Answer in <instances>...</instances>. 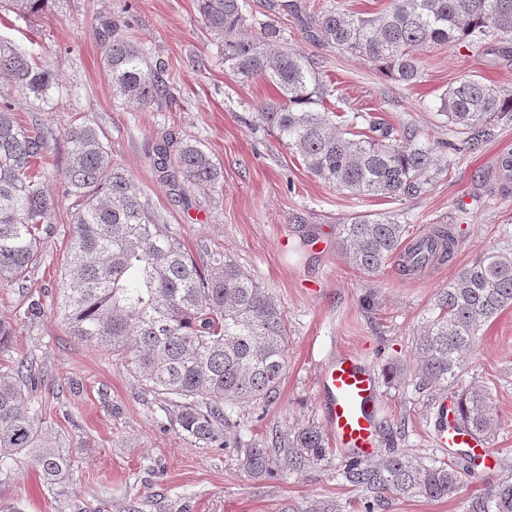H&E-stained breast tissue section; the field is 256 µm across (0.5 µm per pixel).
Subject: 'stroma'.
Returning <instances> with one entry per match:
<instances>
[{
  "label": "stroma",
  "mask_w": 512,
  "mask_h": 512,
  "mask_svg": "<svg viewBox=\"0 0 512 512\" xmlns=\"http://www.w3.org/2000/svg\"><path fill=\"white\" fill-rule=\"evenodd\" d=\"M264 2L250 0L258 22L276 24L289 46L323 60L341 94L340 111L438 131L450 174L420 196L396 199L357 196L308 174L276 134L251 129V104L277 92L263 78L246 80L225 69L202 27L198 0H49L26 21L1 10L0 36L49 64L60 81L41 114L52 133L41 181L55 204L52 228L42 240L43 261L23 288H0V321L12 328L0 370L35 361L42 381L30 396L42 408V438L70 459L71 469L66 482L50 489L32 460L18 462L0 480V512H320L326 503L361 512L359 492L338 473L342 454L324 469L295 475L277 467L254 479L235 452L182 437L169 401L147 391L109 352L71 335L59 311L69 258L63 175L69 126L93 122L103 129L113 158L198 262L215 253L230 256L283 306L288 367L277 392L264 406L233 413L248 442L308 425L327 430L319 382L325 365L340 355H355L381 376L392 363L414 365V339L442 289L480 253L512 238V191L485 187L501 153L512 151V125L495 128L476 149L455 153L448 144L456 135L437 111L439 94L465 74L512 90V48L494 42L475 54L452 43L420 51L422 79L406 87L362 58L314 41L295 18L266 10ZM102 16L127 20L134 40L164 63L181 90L170 111L134 112L113 99L96 34ZM165 135L200 141L221 169L213 191H190V205L170 194L150 162L154 142ZM358 214L387 215L416 232L449 224L458 247L451 260L418 275L403 274L392 262L368 274L350 265L338 246L339 226ZM25 292L40 299L39 317H27ZM464 378L486 386L498 415L492 458L475 467V479L455 497L393 495L383 512H467L470 499L486 497L502 478L500 459L512 460V306L485 324ZM427 401L426 391L382 376L380 418L405 430L379 436V448L454 458V449L437 443Z\"/></svg>",
  "instance_id": "35a3bbf8"
}]
</instances>
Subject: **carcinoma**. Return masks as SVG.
Masks as SVG:
<instances>
[{"label": "carcinoma", "mask_w": 512, "mask_h": 512, "mask_svg": "<svg viewBox=\"0 0 512 512\" xmlns=\"http://www.w3.org/2000/svg\"><path fill=\"white\" fill-rule=\"evenodd\" d=\"M47 0H7L16 18L27 19ZM268 8L291 13L324 45L358 54L394 81L413 86L421 79L417 52L465 43L476 52L490 41H512V0H386L378 12L349 11L339 0H283ZM199 13L224 67L243 79L265 78L278 99L256 106L259 126L273 132L323 183L358 196L416 197L450 163L435 152L448 143L421 140L411 125L394 127L369 112L337 115L334 82L321 63L281 43L271 24L248 36L247 0H199ZM97 35L103 72L112 96L137 111L160 112L175 100L164 78L165 64L152 63L118 17L99 18ZM0 80L32 101L21 120L12 94H0V286L23 285L42 260L41 234L50 231L53 206L40 186L39 165L50 153L51 132L38 113L56 84L51 68L0 38ZM437 111L447 117L460 144L472 147L492 128L512 124V90L507 92L462 76L439 95ZM65 162L71 200L70 268L60 310L71 335L106 349L151 392L169 398L175 423L187 439L240 453L243 469L261 478L283 462L302 473L325 467L332 450L323 433L305 426L247 443L233 407L268 402L287 367L285 311L277 300L225 255L205 268L185 252L123 165L112 158L104 132L76 124L65 132ZM153 165L169 190L188 203L186 188L207 190L220 169L202 144L173 146L165 137L153 148ZM410 225L389 217L360 215L342 225L341 254L357 269L375 273L394 258L402 271L452 257L451 227L434 228L428 254L401 255ZM512 305V248L483 252L439 294L437 313L417 334L418 389L435 388L458 407L457 426L490 439L497 419L484 386L462 384L461 367L482 327ZM40 376L34 362L0 373V475L19 456L38 449L36 465L52 486L68 478L70 462L41 448L39 409L24 388ZM343 478L364 493L363 512H379L382 496L444 499L473 477L470 460L420 458L388 449L376 466L347 459ZM472 512H512V478L497 482Z\"/></svg>", "instance_id": "cac0c4a2"}]
</instances>
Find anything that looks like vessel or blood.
Here are the masks:
<instances>
[{
  "instance_id": "vessel-or-blood-1",
  "label": "vessel or blood",
  "mask_w": 512,
  "mask_h": 512,
  "mask_svg": "<svg viewBox=\"0 0 512 512\" xmlns=\"http://www.w3.org/2000/svg\"><path fill=\"white\" fill-rule=\"evenodd\" d=\"M379 388L377 375L353 356H339L324 367V415L342 454L366 459L375 453L380 423Z\"/></svg>"
}]
</instances>
